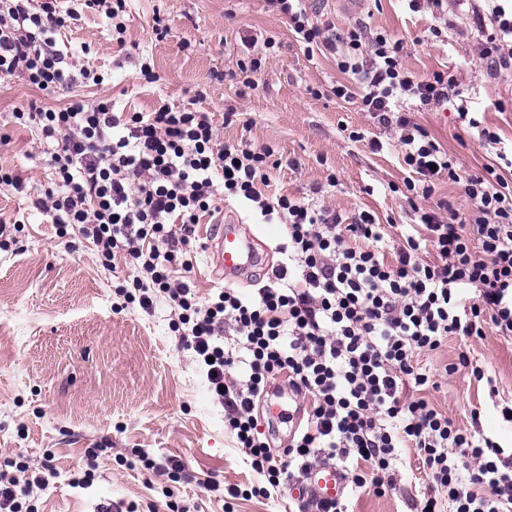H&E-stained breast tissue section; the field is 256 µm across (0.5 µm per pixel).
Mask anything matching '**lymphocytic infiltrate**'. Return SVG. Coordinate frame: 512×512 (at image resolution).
<instances>
[{
	"mask_svg": "<svg viewBox=\"0 0 512 512\" xmlns=\"http://www.w3.org/2000/svg\"><path fill=\"white\" fill-rule=\"evenodd\" d=\"M267 2L288 15L298 42L335 54L349 77L333 87L336 98L358 99L361 111L394 132L414 174L407 190L430 194L444 176L462 183L469 219L421 210V233L405 235L386 260L384 227L371 213L347 224L328 209L265 196L270 150L221 140L209 113L166 105L124 112L109 98L16 112L50 147L55 182L35 206L105 261L128 260L134 276L118 290L125 304L148 312L157 298L170 302L172 331L194 351L214 399L228 404L225 427L272 489L336 463L352 469L356 487L382 496L395 486L400 449L410 447L436 489L417 500V512H512V454L480 429L479 411L461 428L406 392L430 384L417 358L448 337L480 338L489 326L512 335V184L493 167L461 176L441 145L404 116L405 100L428 108L456 96L452 76L418 80L403 65L399 40L380 33L367 46L360 27L340 37L330 23L311 22L306 0ZM487 3V12L474 14L473 46L495 77L512 73V0ZM65 25L55 0H0V75L47 95L80 80L101 84L57 50L55 34ZM220 198L283 225L286 260L253 295L224 288L203 303L177 273L191 271V238L202 220H215ZM229 332L236 345H225ZM282 373L314 402L306 426L276 455L253 411ZM362 461L369 470L359 469ZM47 484L44 472L16 463L0 473V512H37L31 499Z\"/></svg>",
	"mask_w": 512,
	"mask_h": 512,
	"instance_id": "obj_1",
	"label": "lymphocytic infiltrate"
}]
</instances>
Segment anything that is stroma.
Listing matches in <instances>:
<instances>
[{"mask_svg": "<svg viewBox=\"0 0 512 512\" xmlns=\"http://www.w3.org/2000/svg\"><path fill=\"white\" fill-rule=\"evenodd\" d=\"M308 14L330 21L341 36L359 19L366 34L401 40L403 62L419 79L452 75L460 100L500 143L482 141L478 129L461 121L458 100L431 109L410 103L406 116L454 157L461 174L492 166L512 183V169L499 158L512 150V77L482 72L472 53L470 5L436 20L411 11L406 0H363L348 12L336 0H309ZM121 20L122 46L111 20L85 8L56 37L58 49L80 66L104 74L103 85L77 86L50 99L22 78L0 77V131L12 137L0 149V164L25 183L21 193L0 185V220L20 224L0 249V465L50 463L48 485L36 494L38 512H99L108 504L121 512H168L162 493L168 485L189 512H300L285 490L267 497L229 495V488L259 486L263 479L225 430V409L213 401L193 351L171 330L172 307L161 298L149 313L114 310L115 289L126 283L129 267L120 256L105 262L77 232L58 237L50 216L32 208L52 174L36 129L16 126L12 114L33 102L60 108L74 95L89 101L106 96L128 112L166 104L210 113L221 139L270 147L280 159L279 167L267 170L265 195L314 201L349 219L371 212L378 222H392L395 243L403 225L416 222L415 207H463L462 187L444 178L426 198L391 192L409 175L391 131L374 124L358 101L336 99L332 88L345 76L334 58L307 53L287 16L266 0H126ZM268 39L274 49L265 48ZM257 57L261 70L254 87H245L239 64ZM145 61L157 82L138 79ZM352 130L362 133L361 141L349 139ZM374 140L383 143L382 151L371 150ZM224 209L268 252L254 281L234 283L250 293L267 284L282 262L276 249L282 227L256 223L241 203ZM210 232V225L197 226L193 268L186 275L203 299L223 286L209 252ZM463 350L471 368L446 374L445 365ZM417 363L434 381L422 397L462 427L470 426L471 410H480L484 431L512 446V427L499 420L488 397L495 387L512 398V336L491 327L481 339L451 336ZM475 366L484 380L472 376ZM92 448L99 451L92 485L72 486ZM139 452L159 462L177 460L178 482L136 466ZM400 455L394 490L378 496L367 486H347L349 512H413L415 498L433 491L414 449ZM212 483L223 493L209 492Z\"/></svg>", "mask_w": 512, "mask_h": 512, "instance_id": "stroma-1", "label": "stroma"}]
</instances>
